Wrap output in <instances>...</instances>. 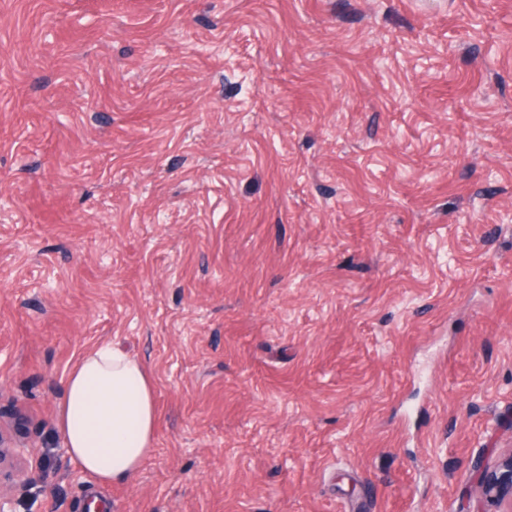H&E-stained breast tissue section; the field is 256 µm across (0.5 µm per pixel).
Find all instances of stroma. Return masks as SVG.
Returning <instances> with one entry per match:
<instances>
[{
	"mask_svg": "<svg viewBox=\"0 0 512 512\" xmlns=\"http://www.w3.org/2000/svg\"><path fill=\"white\" fill-rule=\"evenodd\" d=\"M111 341L141 468L56 419ZM25 512H485L512 448V0H0V420ZM157 418L145 365L108 342L82 356L69 373L58 428L81 471L104 486L140 469ZM476 474V483L481 495L488 502H492L504 510L512 511V450L505 454L494 470H479Z\"/></svg>",
	"mask_w": 512,
	"mask_h": 512,
	"instance_id": "35a3bbf8",
	"label": "stroma"
}]
</instances>
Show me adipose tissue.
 I'll use <instances>...</instances> for the list:
<instances>
[{
    "mask_svg": "<svg viewBox=\"0 0 512 512\" xmlns=\"http://www.w3.org/2000/svg\"><path fill=\"white\" fill-rule=\"evenodd\" d=\"M157 418L145 365L108 342L82 356L69 373L58 428L81 471L104 486L140 469Z\"/></svg>",
    "mask_w": 512,
    "mask_h": 512,
    "instance_id": "1",
    "label": "adipose tissue"
}]
</instances>
